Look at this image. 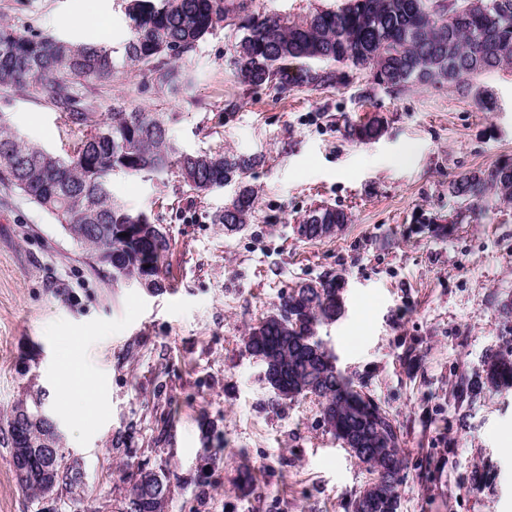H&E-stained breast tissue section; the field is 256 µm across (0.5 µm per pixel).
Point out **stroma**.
<instances>
[{
    "instance_id": "obj_1",
    "label": "stroma",
    "mask_w": 512,
    "mask_h": 512,
    "mask_svg": "<svg viewBox=\"0 0 512 512\" xmlns=\"http://www.w3.org/2000/svg\"><path fill=\"white\" fill-rule=\"evenodd\" d=\"M1 17L78 42L92 23L116 47L130 35L122 0H0ZM231 56L220 28L186 61L181 93L138 71L99 91L163 113L185 149L262 158L248 178L254 212L236 232L216 220L234 187L199 196L175 170L113 175V195L171 239L163 293L93 272L59 224L0 184V420L36 375L83 474L57 498L34 496L0 444V512H120L143 469L170 476L164 512H351L372 474L324 425L316 397L275 404L243 344L286 291L327 273L346 280L345 311L318 334L400 429L399 512H512V388L456 394L487 354L512 351V203L480 202L449 236L413 221L453 217L462 204L449 181L512 158V68L478 77L496 100L486 111L464 86L391 94L355 68L327 89L249 90ZM0 113L26 139L67 150L47 96L0 90ZM373 115L386 120L381 137H348ZM320 204L349 223L302 239L297 225ZM66 363L101 402L77 423L57 379Z\"/></svg>"
}]
</instances>
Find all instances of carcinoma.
Masks as SVG:
<instances>
[{
  "instance_id": "cac0c4a2",
  "label": "carcinoma",
  "mask_w": 512,
  "mask_h": 512,
  "mask_svg": "<svg viewBox=\"0 0 512 512\" xmlns=\"http://www.w3.org/2000/svg\"><path fill=\"white\" fill-rule=\"evenodd\" d=\"M130 37L119 48L105 40L71 43L50 35H24L0 21V90L35 97L47 94L70 132L69 152H50L13 131L0 113V182L51 216L86 253L93 270L115 284L143 281L152 294L166 288L163 267L170 239L163 225L112 194V175L159 174L177 167L184 184L200 196L237 186L217 215L239 230L254 209L246 182L260 164L255 155L187 151L171 138L160 112H145L115 99L95 119V90L130 70L164 72L173 90L186 89L177 63L218 28L233 39L239 83L323 89L336 84V65L368 69L375 84L398 94L412 86L457 85L467 77L512 65V0H346L298 22L254 12L246 0H125ZM384 130L375 116L350 126L349 135L372 140ZM462 202L492 197L512 202V159L478 169L448 183ZM348 214L332 205L309 211L304 224L343 226ZM345 280L328 274L297 283L244 339L259 358L264 380L277 401L314 396L325 425L380 482L355 500V512H398L406 467L400 431L374 399L358 406L362 389L336 367L335 356L317 336L320 325L344 312ZM512 387V353L486 357L482 373L463 379L460 393ZM50 435L28 419L19 405L6 418L4 440L22 488L41 495L43 487L66 478L48 468L31 449L19 461L17 448Z\"/></svg>"
}]
</instances>
